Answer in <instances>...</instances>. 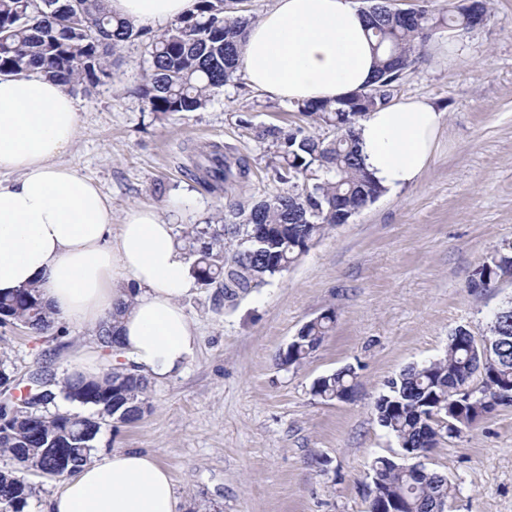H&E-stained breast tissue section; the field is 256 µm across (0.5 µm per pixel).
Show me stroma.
I'll return each instance as SVG.
<instances>
[{
  "label": "stroma",
  "instance_id": "obj_1",
  "mask_svg": "<svg viewBox=\"0 0 512 512\" xmlns=\"http://www.w3.org/2000/svg\"><path fill=\"white\" fill-rule=\"evenodd\" d=\"M149 59L147 38L129 41L110 78L75 93L79 125L59 158L100 187L113 224L146 206L180 235L221 212L223 188L185 173L195 149L211 142L249 162L237 199L278 191V154L255 130L299 122L291 103L239 76L205 109L159 119L136 92ZM413 97L445 114L419 180L328 228L288 270L236 302L217 285L193 283L181 299L199 334L193 360L152 383L141 420L104 426L97 453L154 455L182 512H367L375 458L399 451L375 416L385 381L442 357L457 326L483 338L512 301L510 278L482 293L469 287L484 259L512 244V0H489L485 24L465 36L451 66L428 52L417 59L393 91L397 101ZM328 310L330 335L302 364L282 366L279 352ZM90 355L100 371L112 368L90 327L37 335L0 323V361L16 390L36 369L60 379ZM345 366L357 374L351 399L312 394L314 380ZM425 464L456 487L448 512H512V405L441 442Z\"/></svg>",
  "mask_w": 512,
  "mask_h": 512
}]
</instances>
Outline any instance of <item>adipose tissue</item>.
Segmentation results:
<instances>
[{
    "label": "adipose tissue",
    "instance_id": "obj_1",
    "mask_svg": "<svg viewBox=\"0 0 512 512\" xmlns=\"http://www.w3.org/2000/svg\"><path fill=\"white\" fill-rule=\"evenodd\" d=\"M196 0H107L140 24L172 22ZM375 58L351 0H275L246 33L239 71L271 98L335 100L367 85ZM79 122L72 94L40 71L0 76V295L37 286L54 320L99 327L118 305V358L151 380L180 375L196 330L180 299L192 285L172 225L154 209H131L120 227L98 186L58 157ZM444 112L421 98L390 103L356 130L367 170L386 188L416 182L433 155ZM168 469L154 456L115 449L66 479L47 512H178Z\"/></svg>",
    "mask_w": 512,
    "mask_h": 512
}]
</instances>
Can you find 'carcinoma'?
Listing matches in <instances>:
<instances>
[{
	"label": "carcinoma",
	"mask_w": 512,
	"mask_h": 512,
	"mask_svg": "<svg viewBox=\"0 0 512 512\" xmlns=\"http://www.w3.org/2000/svg\"><path fill=\"white\" fill-rule=\"evenodd\" d=\"M362 15L378 57L373 80L336 102L293 103L307 123L331 130L332 137L302 125L287 130L261 127L258 138L276 147L281 158L272 179L288 189L248 204L232 197L214 223L196 224L184 232L192 275L199 282L218 284L226 301L286 271L327 227L386 191L364 168L357 120L390 100L395 84L435 29L472 30L471 15L462 9L435 16L423 8L419 23L410 25L390 16L386 0H369ZM251 23L231 0H198L195 13L150 36L149 70L139 88L149 111L162 117L205 108L212 94L237 76ZM145 35L133 22L113 17L105 0H0V74L21 75L38 67L75 92L110 76V58L126 42ZM186 173L231 188L248 178L250 167L245 158L228 156L223 145L211 143L197 151ZM255 224L263 232L252 240ZM506 277L512 278V250L502 248L479 266L469 288L486 291ZM3 320L18 322L35 334L48 332L54 324L34 286L0 296ZM333 323L330 311L306 322L279 354L281 364H301L318 349ZM484 341L494 363L479 387L473 385L477 347L464 326L449 336L442 358L410 366L388 382L375 411L399 449L431 450L445 437L460 436L494 408L512 405V302L494 313ZM355 379L354 368L346 366L316 379L312 393L341 401L353 393ZM149 391L144 375L121 366L101 377L73 372L61 381L51 378L44 392L31 399L39 435L29 434L19 420L13 422L12 433L0 435V457L11 462V467L0 469V512H24L34 492L26 475L51 472L57 455L69 459L73 473L88 462L107 421H139ZM59 394L71 402L79 397L92 413L73 415L69 423L61 413L49 412ZM436 406L448 407V416L425 417ZM372 471L380 475L385 495L399 502L400 512H430L434 500L445 502L455 492L444 475L425 467L400 469L387 456L376 458Z\"/></svg>",
	"instance_id": "1"
}]
</instances>
